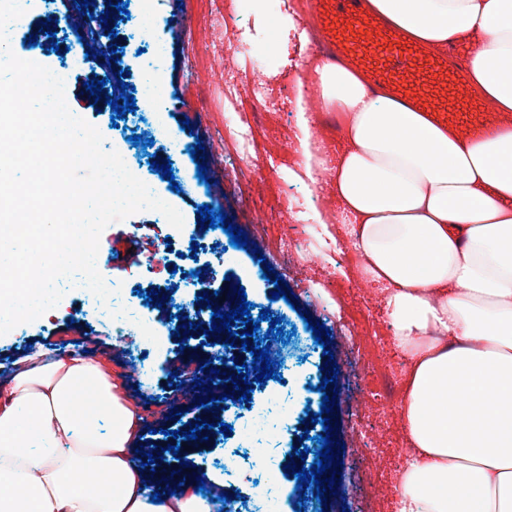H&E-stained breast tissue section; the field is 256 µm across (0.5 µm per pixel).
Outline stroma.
<instances>
[{
  "mask_svg": "<svg viewBox=\"0 0 512 512\" xmlns=\"http://www.w3.org/2000/svg\"><path fill=\"white\" fill-rule=\"evenodd\" d=\"M130 17L119 22L118 42L124 48L120 65L136 83L141 69L154 62L156 45L166 56L156 77L162 90L152 102H138L119 124L96 103L86 87L90 64L73 32L66 0H26L24 18L14 26L10 41L19 58L33 60L64 73L71 82L70 109L96 126L105 150L120 147L129 166L148 181L156 194L184 217L180 231H171L164 216L140 211L107 226L99 242L97 262L110 270L115 251L124 250L126 232H135L136 260L120 280L132 306H142L151 289L166 290L171 309L154 308L151 339L134 326L118 330L96 317L83 289L61 281L64 295L58 305L15 332L0 336V379L15 361L40 351L87 353L121 386L122 397L143 420V447L162 441L163 430H188L209 414L198 398L186 396L173 377V362L181 348L202 350L204 332L190 338L175 336L182 321H194L207 304L205 289L193 285L191 274L200 266L226 269L232 281L245 289L251 316L269 309L281 320L288 343H273L270 358L276 378L257 385L251 402L233 406L224 414L230 434L213 431L208 441L195 446L184 473L205 481V498L212 512H223L219 496L233 495L236 512H259L264 494H272L275 512H398L400 489L396 471L403 467L406 432L398 400L364 378L368 363L392 360L389 318L378 304L377 290L363 286L352 265L338 255L349 239L336 221L335 209L320 206L322 198H335L332 184H312L307 178L298 140V100L313 101L314 88L298 89L296 75L308 60L299 35L308 14L297 0H127ZM150 24L141 27L143 11ZM57 12L55 40L28 44L32 28L44 14ZM236 20L225 24V13ZM232 66L237 82L236 105L224 101V68ZM251 129L257 147L253 165L257 175L235 184L224 167L225 126ZM152 139L153 145H133L132 136ZM203 146L208 167L198 178L190 152ZM170 161L172 178L152 169V162ZM222 210L227 224L247 233L246 247H235L222 228L201 227L198 209ZM278 207L281 221L266 225L262 236L250 235L257 212ZM295 225L307 243L304 253L290 257L276 252L284 225ZM274 268L287 283L286 295L273 299L275 286L264 273ZM338 333L340 324L353 325L349 347L331 341L317 344L308 322ZM335 360L337 395L331 425L302 423L306 413H320L322 368ZM364 392L367 413L379 424L351 420L345 405L356 392ZM272 410L277 427L264 441L253 434L254 413ZM332 430L331 445L342 450L341 481L327 503H320L314 486L297 489L295 475L286 473L295 444L306 447V464H313L320 449L319 433ZM361 447H351L352 433ZM265 448V464L252 458L256 444Z\"/></svg>",
  "mask_w": 512,
  "mask_h": 512,
  "instance_id": "obj_1",
  "label": "stroma"
}]
</instances>
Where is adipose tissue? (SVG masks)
Listing matches in <instances>:
<instances>
[{
	"instance_id": "1",
	"label": "adipose tissue",
	"mask_w": 512,
	"mask_h": 512,
	"mask_svg": "<svg viewBox=\"0 0 512 512\" xmlns=\"http://www.w3.org/2000/svg\"><path fill=\"white\" fill-rule=\"evenodd\" d=\"M369 2L410 40L468 56L465 82L512 113V0ZM315 74L320 106L346 121L328 169L350 243L410 362L399 512H512V127L463 140L349 68ZM115 389L76 354L15 363L0 384V512H210L140 471L142 422Z\"/></svg>"
}]
</instances>
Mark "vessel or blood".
Instances as JSON below:
<instances>
[{"label":"vessel or blood","instance_id":"obj_1","mask_svg":"<svg viewBox=\"0 0 512 512\" xmlns=\"http://www.w3.org/2000/svg\"><path fill=\"white\" fill-rule=\"evenodd\" d=\"M320 28L324 63L350 65L369 92L424 113L435 125L466 139H477L512 121L504 112L460 116L448 109V79L459 76L466 59L433 53L412 42L373 12L368 0H308Z\"/></svg>","mask_w":512,"mask_h":512}]
</instances>
